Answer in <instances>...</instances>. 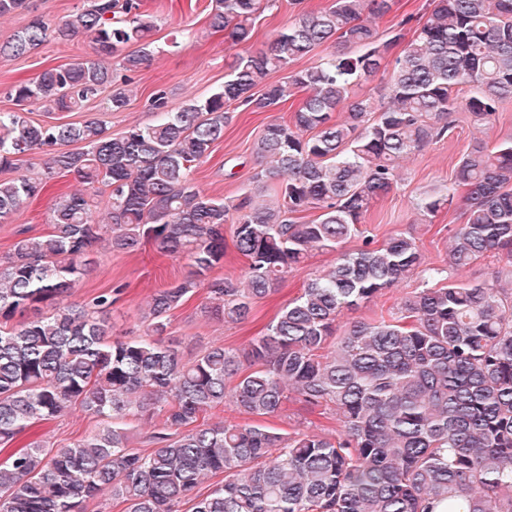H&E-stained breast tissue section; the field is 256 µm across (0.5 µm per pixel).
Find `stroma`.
Returning a JSON list of instances; mask_svg holds the SVG:
<instances>
[{
	"label": "stroma",
	"mask_w": 512,
	"mask_h": 512,
	"mask_svg": "<svg viewBox=\"0 0 512 512\" xmlns=\"http://www.w3.org/2000/svg\"><path fill=\"white\" fill-rule=\"evenodd\" d=\"M27 9L0 19V43L36 18L53 24L82 8L84 0H27ZM143 14L154 22L152 38L157 53L149 64L132 76L136 89L125 111H107L104 98L86 102L71 112L46 111L34 105L29 116L38 123L81 122L100 120L112 135H120L129 126L154 124L158 114L152 106L157 95H164L169 108L180 107L193 98H204L224 83L233 52L224 36L208 27L210 0H141ZM88 38L77 37L67 43L45 42L31 53L14 59L0 58V112L15 110L5 87L35 79L49 68H57L74 59L92 55ZM299 105L291 98L276 112H254L245 108L232 110L224 128V138L213 148L210 157L194 173L196 184L218 198H235L249 186L262 164L254 153V144L265 126L276 117H287ZM454 130L442 140L429 144L415 156L401 160L399 178L393 191L380 199L360 225V236L350 239L347 249H357L363 237L381 242L404 232L415 237L427 264H441L448 249V238L460 222V207L440 211L430 220H422L414 202L441 180L449 179L462 154L475 141L495 144L512 137V100L505 102L492 125L474 124L468 112L453 113ZM80 183L68 175L56 179L37 200L18 214L0 223V255L8 251L19 231L31 234L46 232L50 210L61 193L79 189ZM90 272L76 283L71 301L86 304L98 294L123 286L124 292L112 308L114 335L135 329L138 308L155 289L179 281L187 270L185 259L162 255L154 244L137 252L122 253L94 248ZM334 253L311 251L304 263L289 273L276 292L253 304V316L243 324H228L202 316L204 292H197L173 311L171 334L166 341L175 346L184 359L194 358L213 344L238 347L246 343L275 317L281 307L298 296L314 275L327 269ZM95 421L79 407H72L58 419L20 435L17 446L38 437L48 445L60 446L81 439L94 430Z\"/></svg>",
	"instance_id": "35a3bbf8"
}]
</instances>
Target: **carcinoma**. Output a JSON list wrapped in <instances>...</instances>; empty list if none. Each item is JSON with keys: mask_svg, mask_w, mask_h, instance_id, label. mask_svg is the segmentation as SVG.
<instances>
[{"mask_svg": "<svg viewBox=\"0 0 512 512\" xmlns=\"http://www.w3.org/2000/svg\"><path fill=\"white\" fill-rule=\"evenodd\" d=\"M86 2L0 43V57L16 58L85 35L95 51L13 85L19 109L0 113V170L46 155L37 176L0 180V221L59 176L85 187L59 197L47 233L21 231L0 257V446L73 405L98 426L57 448L33 440L0 463V512H88L109 499L124 512H434L443 501L448 512H512V138L471 145L450 180L416 202L425 216L465 202L444 266L424 265L402 233L344 248L392 190L399 161L452 132L451 113L484 125L512 99V0H429L396 56L403 35L384 38L374 24L393 0H330L258 52L246 45L270 0H214L209 27L240 48L224 85L174 112L160 95L161 119L119 137L96 119L41 124L25 109L72 111L109 88L108 110L128 106L130 78L116 83L105 59L133 45L123 68L139 71L155 53L153 23L140 0ZM327 43L343 50L290 69ZM272 72L287 76L268 83ZM375 80L376 96H351ZM299 92L290 118L258 138L265 168L241 199L196 185L230 107L270 112ZM99 185L112 197L101 222L88 196ZM311 209L318 218L300 221ZM226 224L245 260L236 280L211 277L224 263ZM102 241L125 253L153 242L187 260L184 277L141 309L138 335L112 337L120 287L88 305L68 301ZM314 249L335 253L334 264L247 343L211 345L190 361L162 343L172 311L197 289H206L204 315L245 323ZM489 254L505 264L486 280L446 279ZM413 277L419 287L337 335L343 312ZM227 399L255 421L210 422ZM288 401L335 411L336 434L263 423ZM156 411L165 421L149 448L131 447L132 422Z\"/></svg>", "mask_w": 512, "mask_h": 512, "instance_id": "obj_1", "label": "carcinoma"}]
</instances>
